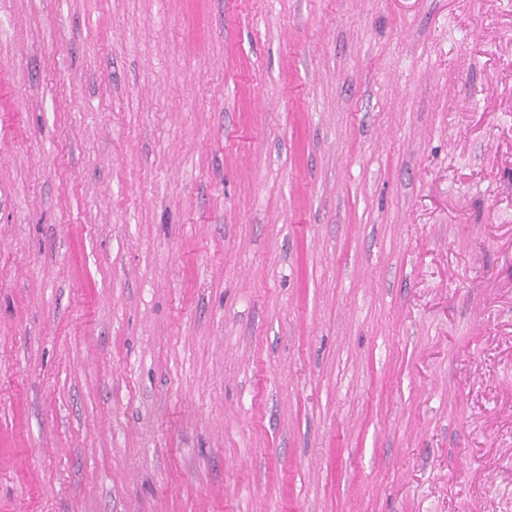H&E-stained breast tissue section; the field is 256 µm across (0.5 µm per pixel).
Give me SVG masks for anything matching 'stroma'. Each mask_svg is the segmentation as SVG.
Masks as SVG:
<instances>
[{"label":"stroma","instance_id":"1","mask_svg":"<svg viewBox=\"0 0 512 512\" xmlns=\"http://www.w3.org/2000/svg\"><path fill=\"white\" fill-rule=\"evenodd\" d=\"M0 512H512V0H0Z\"/></svg>","mask_w":512,"mask_h":512}]
</instances>
